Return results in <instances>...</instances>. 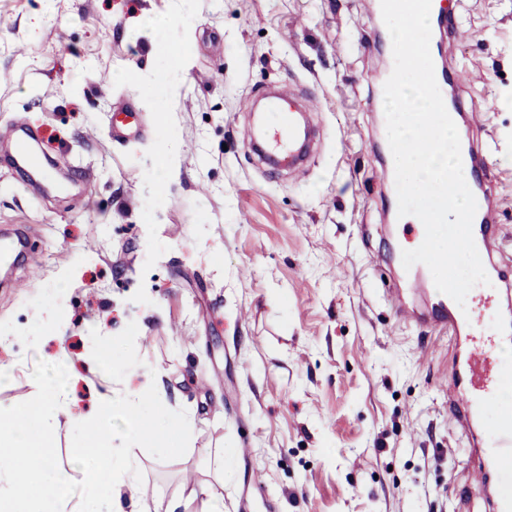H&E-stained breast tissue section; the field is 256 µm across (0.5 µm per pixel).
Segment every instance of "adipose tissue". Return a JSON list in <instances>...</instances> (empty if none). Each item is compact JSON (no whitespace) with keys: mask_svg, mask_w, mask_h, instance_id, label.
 Returning a JSON list of instances; mask_svg holds the SVG:
<instances>
[{"mask_svg":"<svg viewBox=\"0 0 512 512\" xmlns=\"http://www.w3.org/2000/svg\"><path fill=\"white\" fill-rule=\"evenodd\" d=\"M118 381L108 380L97 413L83 416L82 457L91 467L83 479L71 481L68 475L57 478V490L39 498L37 512H69L68 504L79 500L80 512H112L113 507L127 505L128 512H224V494L207 482L185 483L171 496L147 497L137 491L142 467L132 449L111 447L103 442V416L120 394ZM69 403L53 393L39 394L27 408L8 414L14 446L36 449L44 466H52V449L60 428L61 417L73 416ZM191 410H171L158 427L150 431L135 430L157 447L159 456L174 453L175 439H187L195 426Z\"/></svg>","mask_w":512,"mask_h":512,"instance_id":"obj_1","label":"adipose tissue"}]
</instances>
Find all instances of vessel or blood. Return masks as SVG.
I'll use <instances>...</instances> for the list:
<instances>
[{
    "instance_id": "1",
    "label": "vessel or blood",
    "mask_w": 512,
    "mask_h": 512,
    "mask_svg": "<svg viewBox=\"0 0 512 512\" xmlns=\"http://www.w3.org/2000/svg\"><path fill=\"white\" fill-rule=\"evenodd\" d=\"M267 110L270 152L280 161L295 162L303 137L299 115L281 98L271 100ZM14 149L20 171L42 170V159L26 137H17ZM461 156L466 183L477 202L473 237L486 261L491 255L488 232L496 206L494 183L480 179L473 144L462 145ZM510 289L512 272L499 267L490 285L472 289L462 306L439 292L433 294L430 308L411 310L400 301V289L392 291L397 317L452 335L458 352L448 385L449 408L463 427L477 429L473 448L480 464L475 485L487 494L491 512H512V357L504 353L512 346V318L502 312L503 293Z\"/></svg>"
}]
</instances>
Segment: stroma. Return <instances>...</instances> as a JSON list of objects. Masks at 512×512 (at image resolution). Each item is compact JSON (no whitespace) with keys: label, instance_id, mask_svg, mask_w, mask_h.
Returning <instances> with one entry per match:
<instances>
[{"label":"stroma","instance_id":"35a3bbf8","mask_svg":"<svg viewBox=\"0 0 512 512\" xmlns=\"http://www.w3.org/2000/svg\"><path fill=\"white\" fill-rule=\"evenodd\" d=\"M432 31L493 172L512 267V0H454ZM386 30L367 0H0V229L29 259L0 266V409L40 391L90 406L74 381L100 357L115 379L162 376L166 405L195 410L191 448L136 442L121 409L104 439L135 450L164 495L212 479L200 451L234 448L224 512H487L468 493V434L448 414L447 332L396 318L390 290L413 234L391 220L378 109ZM272 89L301 102L312 153L274 168L251 138ZM131 111L127 136L114 117ZM33 131L41 187L9 160ZM180 177L160 189L164 144ZM62 312L61 339L32 344ZM81 432L62 425L54 468L81 478Z\"/></svg>","mask_w":512,"mask_h":512}]
</instances>
